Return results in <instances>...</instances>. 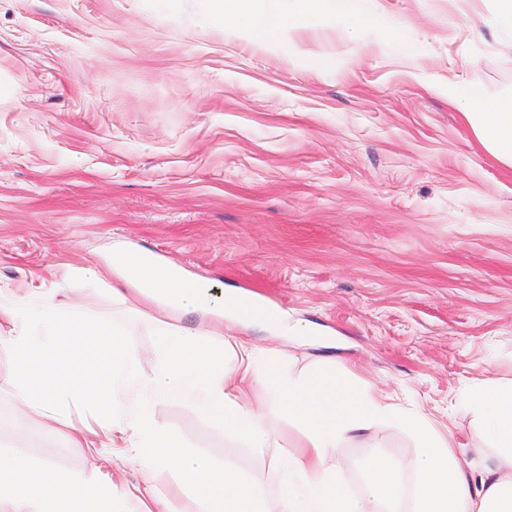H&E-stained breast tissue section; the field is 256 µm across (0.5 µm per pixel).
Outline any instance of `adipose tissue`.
Wrapping results in <instances>:
<instances>
[{
  "label": "adipose tissue",
  "instance_id": "adipose-tissue-1",
  "mask_svg": "<svg viewBox=\"0 0 512 512\" xmlns=\"http://www.w3.org/2000/svg\"><path fill=\"white\" fill-rule=\"evenodd\" d=\"M213 23L231 24L251 41L272 46L307 24L314 10L356 28L374 24L387 36L397 26L364 12L362 0H203ZM448 101L463 112L481 144L497 160L512 167V95L495 96L482 86L459 79L447 84ZM112 264L141 287L164 294L174 303L198 302L199 284L168 273L148 256L118 251ZM155 365L144 371L131 337L121 327L92 318L75 308L41 302L30 312H0V346L12 351L21 373L12 386L31 410L55 421H68L71 411L103 418L116 431L129 454L143 465L139 482L112 486L111 460L92 436H69L93 465L75 476L56 475L41 490H31L25 477L47 470L46 462L19 446L0 448V512H68L67 491L73 486L109 487L108 496L88 503L85 512H178L174 494L161 493L159 474H175L193 486L197 512H266L256 490L232 465L215 471L205 460L189 456L159 426L158 399L178 396L245 440L249 447H269L272 436L261 414L245 404L246 389L261 383L271 404L303 429L305 449L289 456L283 467L281 512H399L401 481L396 465L384 458L368 464L367 492L348 493L328 467L337 448L360 431L402 426L414 437L421 480L413 512H512V383L494 379L471 388L465 406L479 417L481 435L496 450L504 473L480 480L472 490L461 461L445 433L418 412H410L357 386L321 375L259 369L261 351L251 343L216 340L189 334L179 326H155ZM90 348L107 363L106 372L87 367L96 382L87 390L71 384L60 371L70 350Z\"/></svg>",
  "mask_w": 512,
  "mask_h": 512
}]
</instances>
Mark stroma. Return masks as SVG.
Wrapping results in <instances>:
<instances>
[{"label": "stroma", "mask_w": 512, "mask_h": 512, "mask_svg": "<svg viewBox=\"0 0 512 512\" xmlns=\"http://www.w3.org/2000/svg\"><path fill=\"white\" fill-rule=\"evenodd\" d=\"M364 8L401 37L318 17L265 47L204 21L200 0H0V305L111 320L148 372L161 321L274 350L282 370L328 367L431 417L487 475L499 459L462 399L512 380V167L443 86L511 94L512 46L485 24L493 0ZM118 247L204 284V304L176 309L127 279ZM255 291L280 322L229 314L228 297ZM155 416L280 512L299 425L266 410L273 440L257 450L188 401ZM96 442L113 480H139L116 433ZM16 444L62 472L92 462L2 393L0 446ZM377 455L414 499L403 428L356 435L332 463L359 497Z\"/></svg>", "instance_id": "stroma-1"}]
</instances>
